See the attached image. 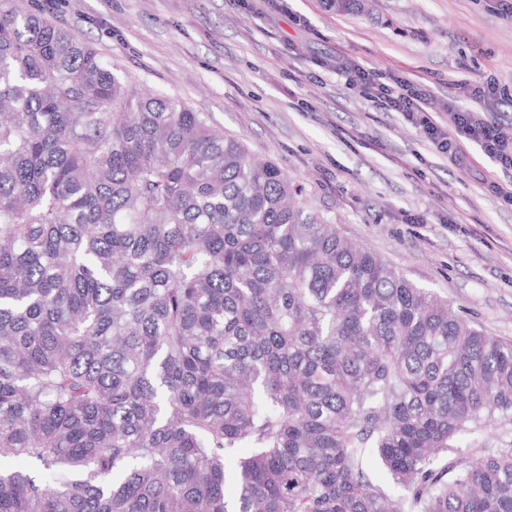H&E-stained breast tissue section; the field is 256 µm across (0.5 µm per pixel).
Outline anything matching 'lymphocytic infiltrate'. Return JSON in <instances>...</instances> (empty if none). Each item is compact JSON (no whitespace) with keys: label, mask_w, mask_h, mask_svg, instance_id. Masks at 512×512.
Here are the masks:
<instances>
[{"label":"lymphocytic infiltrate","mask_w":512,"mask_h":512,"mask_svg":"<svg viewBox=\"0 0 512 512\" xmlns=\"http://www.w3.org/2000/svg\"><path fill=\"white\" fill-rule=\"evenodd\" d=\"M336 69L349 74L353 87L364 97L386 111L400 113L453 167L466 166L467 156L460 142L467 139L479 145L501 168L512 169V144L503 135L499 100L491 85H470L467 97L471 107L456 111L452 125L447 126L436 119V105L425 90L398 78L382 82L378 70L365 68L344 56L337 57Z\"/></svg>","instance_id":"obj_1"}]
</instances>
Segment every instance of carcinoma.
Returning a JSON list of instances; mask_svg holds the SVG:
<instances>
[{
    "label": "carcinoma",
    "mask_w": 512,
    "mask_h": 512,
    "mask_svg": "<svg viewBox=\"0 0 512 512\" xmlns=\"http://www.w3.org/2000/svg\"><path fill=\"white\" fill-rule=\"evenodd\" d=\"M302 199L0 0V512H512V341Z\"/></svg>",
    "instance_id": "obj_1"
}]
</instances>
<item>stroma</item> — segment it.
<instances>
[{
  "label": "stroma",
  "instance_id": "stroma-1",
  "mask_svg": "<svg viewBox=\"0 0 512 512\" xmlns=\"http://www.w3.org/2000/svg\"><path fill=\"white\" fill-rule=\"evenodd\" d=\"M21 0L89 37L140 86L208 113L213 127L273 159L304 188L308 209L448 299L487 333L512 340V181L463 142L457 169L399 113L336 74L343 55L425 89L443 123L455 87L492 81L512 98V23L501 0Z\"/></svg>",
  "mask_w": 512,
  "mask_h": 512
}]
</instances>
